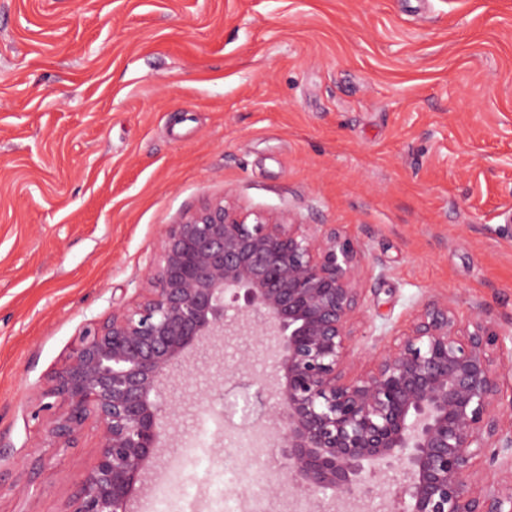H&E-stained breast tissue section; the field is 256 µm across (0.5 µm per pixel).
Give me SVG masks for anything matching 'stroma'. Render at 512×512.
I'll return each mask as SVG.
<instances>
[{"mask_svg":"<svg viewBox=\"0 0 512 512\" xmlns=\"http://www.w3.org/2000/svg\"><path fill=\"white\" fill-rule=\"evenodd\" d=\"M221 195L366 247L358 348L436 292L512 335V0H0V512H65L97 429L49 454L38 394L162 227ZM245 354L269 372L255 336L175 372L135 512L166 484L209 512L183 450L233 454L199 404Z\"/></svg>","mask_w":512,"mask_h":512,"instance_id":"stroma-1","label":"stroma"}]
</instances>
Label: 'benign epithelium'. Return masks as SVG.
Returning a JSON list of instances; mask_svg holds the SVG:
<instances>
[{"label":"benign epithelium","mask_w":512,"mask_h":512,"mask_svg":"<svg viewBox=\"0 0 512 512\" xmlns=\"http://www.w3.org/2000/svg\"><path fill=\"white\" fill-rule=\"evenodd\" d=\"M366 261L333 224L253 214L226 196L164 225L140 299L86 325L40 393L58 407L52 447H79L89 420L98 432L66 512H131L176 414L171 372L206 339L245 332L261 337L272 371L254 373L244 355L225 379L245 390L248 440L282 459L270 492L298 489L310 505L328 493L351 512L398 473L392 512H512V396L501 386L512 348L483 311L463 322L431 295L386 348L356 351ZM483 457L504 479L484 475Z\"/></svg>","instance_id":"obj_1"}]
</instances>
